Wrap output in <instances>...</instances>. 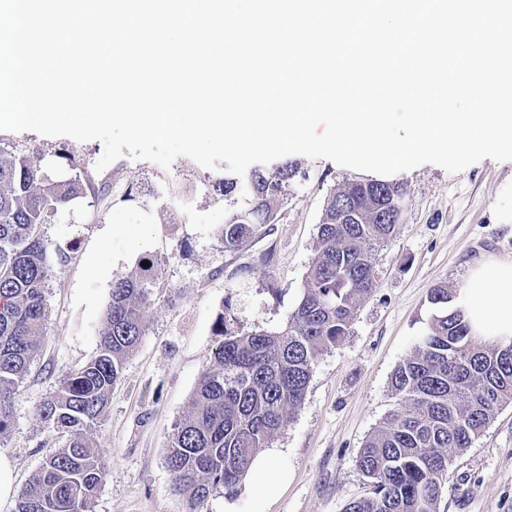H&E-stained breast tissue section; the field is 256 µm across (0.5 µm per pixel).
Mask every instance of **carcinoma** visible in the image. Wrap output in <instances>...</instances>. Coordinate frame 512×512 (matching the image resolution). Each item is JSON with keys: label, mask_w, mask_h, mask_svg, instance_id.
I'll use <instances>...</instances> for the list:
<instances>
[{"label": "carcinoma", "mask_w": 512, "mask_h": 512, "mask_svg": "<svg viewBox=\"0 0 512 512\" xmlns=\"http://www.w3.org/2000/svg\"><path fill=\"white\" fill-rule=\"evenodd\" d=\"M42 158L37 151L0 149V438L43 338L49 242L42 227L87 195L80 177L51 175ZM297 170L287 163L214 183L226 196L242 186L252 195L250 208L222 227L224 249H239L274 223L275 205ZM406 193L400 183L369 179L349 181L329 197L317 254L283 329L230 334L219 314L220 352L199 378L191 411L176 425L166 456L188 512H199L217 488L234 493L287 414L302 405L314 361L346 335L361 299L376 286L370 254L390 239L396 225L381 224L373 215ZM342 206L356 210L359 221L341 223ZM147 262L113 285L98 354L66 374L56 393L40 404V419L67 431L69 439L18 494L14 512H89L107 471L92 430L146 331L149 290L155 286V261ZM429 302L437 314L416 352L391 377L401 409L366 440L356 461L369 492L349 502L345 512H437L449 450L471 447L495 414L512 403V342L478 344L446 285L432 288Z\"/></svg>", "instance_id": "carcinoma-1"}]
</instances>
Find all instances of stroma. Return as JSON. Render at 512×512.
Masks as SVG:
<instances>
[{
  "instance_id": "obj_1",
  "label": "stroma",
  "mask_w": 512,
  "mask_h": 512,
  "mask_svg": "<svg viewBox=\"0 0 512 512\" xmlns=\"http://www.w3.org/2000/svg\"><path fill=\"white\" fill-rule=\"evenodd\" d=\"M0 146L40 151L50 170L72 156L91 180L87 201L43 227L53 247L45 338L15 399L0 454L14 461L21 487L65 445L66 434L42 422L36 408L64 375L95 356L113 282L153 256L157 285L146 332L93 431L109 472L90 512H186L165 456L223 341L217 320L239 334L281 330L316 255L328 198L365 172L293 155L299 172L276 206L275 222L231 252L220 226L246 210L250 197L214 190L226 163L207 169L181 156L165 169L125 155L100 171V141L33 131L0 130ZM392 179L407 194L395 234L371 255L377 285L361 300L347 334L317 358L304 404L271 444L284 482L263 499L252 495L246 479L235 494L214 490L202 512H344L365 495L357 456L396 407L391 377L432 321L431 288H457L483 256L512 260V160L486 158L458 173L424 164ZM59 248L71 261L58 262ZM449 456L438 512H512L511 404L470 448Z\"/></svg>"
}]
</instances>
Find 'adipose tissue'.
Here are the masks:
<instances>
[{"mask_svg":"<svg viewBox=\"0 0 512 512\" xmlns=\"http://www.w3.org/2000/svg\"><path fill=\"white\" fill-rule=\"evenodd\" d=\"M472 336L512 340V260L487 256L473 264L457 290Z\"/></svg>","mask_w":512,"mask_h":512,"instance_id":"ef3b65f1","label":"adipose tissue"}]
</instances>
